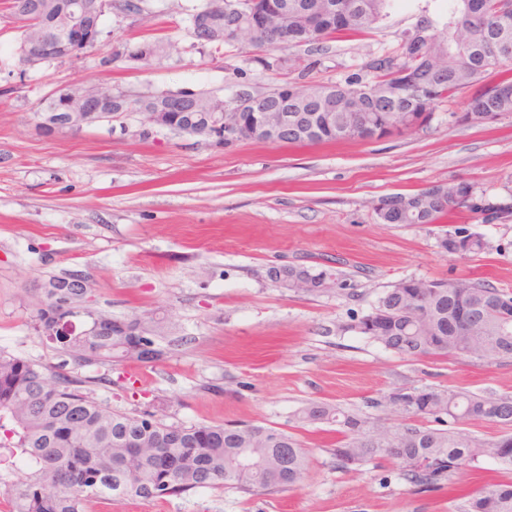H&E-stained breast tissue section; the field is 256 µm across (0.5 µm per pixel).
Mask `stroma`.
Listing matches in <instances>:
<instances>
[{
  "label": "stroma",
  "instance_id": "obj_1",
  "mask_svg": "<svg viewBox=\"0 0 512 512\" xmlns=\"http://www.w3.org/2000/svg\"><path fill=\"white\" fill-rule=\"evenodd\" d=\"M135 2L137 12L103 16L97 49L29 68L15 52L9 0H0V348L86 379L96 399L122 413L288 431L308 449L309 466L295 489H198L149 504L91 501L87 512H460L457 487L512 482V471L492 461L457 475L452 491H415L387 460L345 472L329 453L335 425L295 418L310 401L384 418L373 399L402 386L512 396V362L407 359L346 329L404 278L480 279L512 291V216L487 223L454 209L420 226L387 224L375 211L383 196L460 180L493 201L512 195V113L454 124L448 113L465 109V91L427 127L308 145H208L145 127L137 112L52 137L34 119L42 97L71 86L108 83L135 102L364 77L403 33L437 21L443 0H403L379 27L315 48L244 40L218 52L194 46L189 33L206 0ZM146 40L162 48L148 65L104 64L119 45ZM455 225L483 235L491 251L448 256L438 241ZM284 266L337 269L349 287L298 292L272 278ZM68 274L87 278L102 314L162 321L165 356L113 367L64 363L30 315L44 283Z\"/></svg>",
  "mask_w": 512,
  "mask_h": 512
}]
</instances>
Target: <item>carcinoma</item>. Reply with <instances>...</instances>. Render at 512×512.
I'll use <instances>...</instances> for the list:
<instances>
[{
  "instance_id": "obj_1",
  "label": "carcinoma",
  "mask_w": 512,
  "mask_h": 512,
  "mask_svg": "<svg viewBox=\"0 0 512 512\" xmlns=\"http://www.w3.org/2000/svg\"><path fill=\"white\" fill-rule=\"evenodd\" d=\"M336 6L333 13L324 3ZM392 0H288L289 7L311 10L309 24L296 29L294 46L316 44L336 33L373 29L388 16ZM452 0L438 29L427 21L405 34L398 48L367 64L368 81L291 86L298 99L323 89L356 96V112L336 111L321 122L316 137L290 136L285 143L306 145L344 140L367 123L369 134L383 138L403 132L392 124L391 113L410 112L408 128L428 126L437 108L450 105L457 94L480 86L465 111L451 112L455 123L472 115L512 113V0ZM511 34V48L499 47V35ZM146 42L111 54L118 59L146 63L143 51L155 52ZM491 73L500 79L484 84ZM405 207L390 224H434L451 209H467L487 221L512 215V203L477 196L475 187L458 181L437 184L412 193L382 197ZM464 235L459 257H479L491 250L480 234L464 226L446 230ZM288 279L304 277L317 295L343 285L337 274L322 269L290 266ZM59 299L47 294L31 321L45 334L51 329L48 312ZM402 358L452 356L488 363L512 360V292L484 280L405 278L383 291L370 311L343 327ZM55 350L78 366H113L126 360L156 361L159 344L148 352L127 346L123 330L108 325L98 336H48ZM85 380L64 373H48L40 362L0 349V498L7 512H83L91 498L164 500L190 490L220 484L241 492L272 491L300 486L309 457L292 434L256 424H166L155 412L138 416L117 413L91 398ZM391 406L401 422L322 402H310L296 417L302 424L328 423L341 438L330 449L338 468L359 472L380 459L396 464V477L424 492L439 488L462 470H478L491 460L512 470V397L483 395L450 388H401L374 401ZM450 419L456 428L441 429L430 422ZM470 421L497 424L495 439L478 436L463 425ZM27 476L16 479L17 464ZM462 512H512V483H486L467 495Z\"/></svg>"
}]
</instances>
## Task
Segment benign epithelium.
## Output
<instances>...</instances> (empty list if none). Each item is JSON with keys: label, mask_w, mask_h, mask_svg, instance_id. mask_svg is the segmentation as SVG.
<instances>
[{"label": "benign epithelium", "mask_w": 512, "mask_h": 512, "mask_svg": "<svg viewBox=\"0 0 512 512\" xmlns=\"http://www.w3.org/2000/svg\"><path fill=\"white\" fill-rule=\"evenodd\" d=\"M19 13L35 18L51 10L47 0H19ZM257 19L252 22L249 34H268L286 48L293 44L295 28L307 20L306 13L288 9V5L275 8L259 6L255 10ZM51 25L60 41L72 47L74 53L98 46V12L91 0H67L60 4ZM194 39L205 45H222L224 41H235L242 33L240 21L235 14L210 10L196 15L192 24ZM55 50L46 36L39 30L38 36L30 40L23 55L24 65L34 68L47 62ZM64 109L61 112H43L38 127L46 135H55L80 129L85 124L109 122L112 112L125 107L124 98L114 94L112 85L101 84L88 92L85 87H71L61 91ZM288 86L282 85L275 95L267 92L240 90L230 100L209 97L199 98L194 94L174 99L153 97L138 101L134 106L143 111L146 123L167 129L179 135L201 138L208 144L217 145L225 139L259 140L279 144L291 129H298L302 114L293 113L288 106ZM55 289L56 296L65 300L61 308L52 314L53 336H95L101 326L97 317L92 322L84 320V311L70 306V297L85 294L88 280L82 275H69L45 284Z\"/></svg>", "instance_id": "benign-epithelium-1"}]
</instances>
